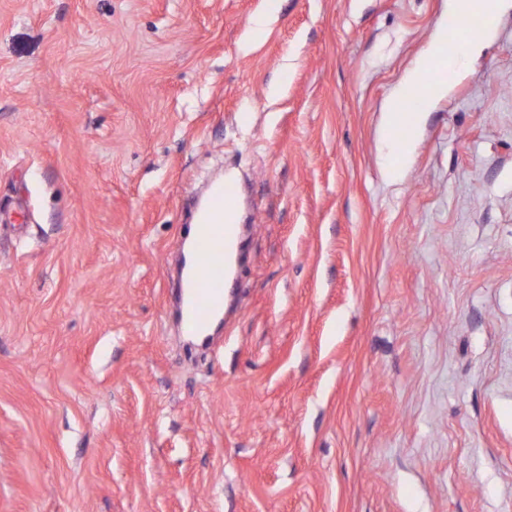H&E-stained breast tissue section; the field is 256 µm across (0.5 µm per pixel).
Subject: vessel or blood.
I'll list each match as a JSON object with an SVG mask.
<instances>
[{"instance_id":"obj_1","label":"vessel or blood","mask_w":512,"mask_h":512,"mask_svg":"<svg viewBox=\"0 0 512 512\" xmlns=\"http://www.w3.org/2000/svg\"><path fill=\"white\" fill-rule=\"evenodd\" d=\"M239 197L235 178L212 183L187 233L192 246L181 260L177 309L181 324L199 336L224 314V290L241 234Z\"/></svg>"}]
</instances>
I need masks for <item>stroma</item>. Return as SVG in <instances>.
Listing matches in <instances>:
<instances>
[{"label": "stroma", "instance_id": "obj_1", "mask_svg": "<svg viewBox=\"0 0 512 512\" xmlns=\"http://www.w3.org/2000/svg\"><path fill=\"white\" fill-rule=\"evenodd\" d=\"M449 2L0 0V512H512V0L382 142ZM239 197L235 178L212 183L198 219L190 224L181 243L178 317L188 331L199 336H206L212 324L224 315V288L230 263L237 258L241 234ZM187 239H191L192 246L185 257Z\"/></svg>", "mask_w": 512, "mask_h": 512}]
</instances>
